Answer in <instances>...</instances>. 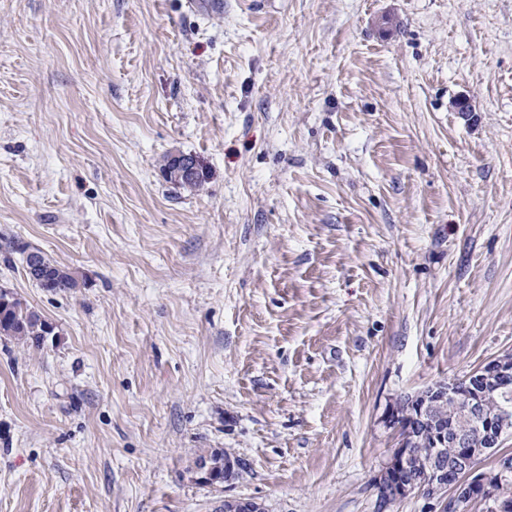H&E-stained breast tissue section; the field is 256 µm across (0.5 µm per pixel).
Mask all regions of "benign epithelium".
<instances>
[{
	"label": "benign epithelium",
	"mask_w": 512,
	"mask_h": 512,
	"mask_svg": "<svg viewBox=\"0 0 512 512\" xmlns=\"http://www.w3.org/2000/svg\"><path fill=\"white\" fill-rule=\"evenodd\" d=\"M200 173L198 160L189 155L176 154L171 157L166 170L168 178L183 184L197 179ZM512 378V355L493 358L470 371L462 379H450L427 387L412 399L420 418L432 423L433 451L427 461L431 476L426 480H415L407 476L410 462L416 456L414 447L419 441L411 432L410 425H401L398 416L392 417L396 427H405V434L397 446L391 449L385 469L406 474L401 481L385 493L383 509L411 494H421L435 499L441 512H467L473 503L485 505L486 512H512V503L502 500L497 486L512 478V457L498 458L492 471H478V460L503 445L512 429V410L502 406L492 415L487 413L490 401L512 399L508 381ZM454 401L460 408L462 418L469 422L470 431H448L432 421L434 409L445 400ZM452 444L456 454L443 460L439 449ZM260 503L234 497L224 498V512H258Z\"/></svg>",
	"instance_id": "1"
}]
</instances>
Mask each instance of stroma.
<instances>
[{
    "instance_id": "35a3bbf8",
    "label": "stroma",
    "mask_w": 512,
    "mask_h": 512,
    "mask_svg": "<svg viewBox=\"0 0 512 512\" xmlns=\"http://www.w3.org/2000/svg\"><path fill=\"white\" fill-rule=\"evenodd\" d=\"M1 287L0 512H377L396 402L512 354V0H0ZM169 160L171 166H169ZM167 167L168 169L165 172L167 177L183 184H187L188 182L197 179L201 170L200 164L195 157L183 154H176L172 157H167L163 170L165 171ZM204 182L205 178L203 176L198 178L197 181L193 182L191 185L181 186L198 189L203 186ZM41 261L47 269V275L43 281L37 282L40 288L50 293L60 294L69 293L80 287L82 282L77 272L56 265L43 253ZM48 320L7 288H0V336H7L29 348H40L49 335ZM231 456V454L221 448H204L198 455L195 464L199 465L196 469V473L199 475L198 479L207 482L211 480V474L206 466L201 463L209 464L212 468L213 483L210 485H221L224 482H229L233 479L235 469L237 465L231 460V462L224 465V456Z\"/></svg>"
}]
</instances>
